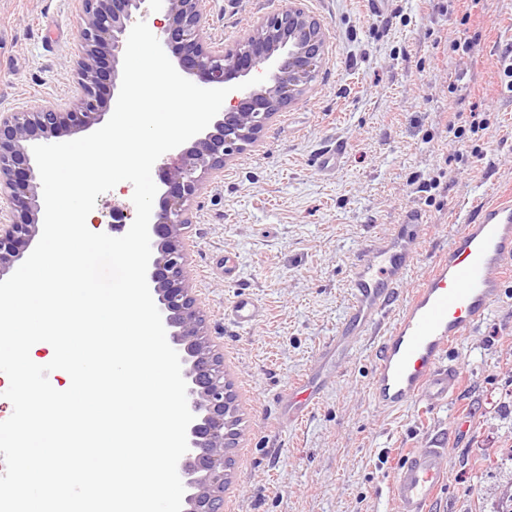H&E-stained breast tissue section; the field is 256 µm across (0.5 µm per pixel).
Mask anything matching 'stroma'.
Masks as SVG:
<instances>
[{
  "label": "stroma",
  "mask_w": 512,
  "mask_h": 512,
  "mask_svg": "<svg viewBox=\"0 0 512 512\" xmlns=\"http://www.w3.org/2000/svg\"><path fill=\"white\" fill-rule=\"evenodd\" d=\"M283 0H200L217 50L230 48ZM325 27L317 80L257 139L209 176L184 241L190 286L211 346L223 356L242 419L229 455L223 512H394L388 479L401 454L441 439L449 478L433 512L512 507V282L491 319L452 356L463 387L444 408H376L369 393L375 339L339 355L337 375L298 424L281 395L318 366L341 330L354 262L365 243L420 212L424 244L399 291L407 298L479 201L512 199V0H304ZM84 0H0V113L63 108L77 95ZM470 22H463L464 12ZM469 44L456 50L455 40ZM483 131L468 130L471 119ZM466 131L448 140V122ZM336 143V174L317 159ZM133 186L98 197L94 231L134 218ZM239 267L224 280V256ZM264 307L255 325L224 320L237 294Z\"/></svg>",
  "instance_id": "stroma-1"
}]
</instances>
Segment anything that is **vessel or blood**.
Masks as SVG:
<instances>
[{
	"mask_svg": "<svg viewBox=\"0 0 512 512\" xmlns=\"http://www.w3.org/2000/svg\"><path fill=\"white\" fill-rule=\"evenodd\" d=\"M422 242L421 215L407 213L394 231L371 240L351 272L341 336L349 341L377 335L370 395L387 411L413 403L437 409L461 387L462 375L448 352L453 342L491 318L512 278V200L486 204L462 225L422 284L397 305ZM261 315L260 304L246 294L224 309L225 319L240 327ZM325 384L322 377L293 382L282 397L286 422L303 419ZM448 470L443 449L406 453L388 483L395 512H431Z\"/></svg>",
	"mask_w": 512,
	"mask_h": 512,
	"instance_id": "obj_1",
	"label": "vessel or blood"
}]
</instances>
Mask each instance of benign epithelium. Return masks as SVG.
<instances>
[{
	"label": "benign epithelium",
	"instance_id": "obj_1",
	"mask_svg": "<svg viewBox=\"0 0 512 512\" xmlns=\"http://www.w3.org/2000/svg\"><path fill=\"white\" fill-rule=\"evenodd\" d=\"M143 0H85L77 60L80 94L65 109L43 107L0 113V196L9 211L0 217V280L26 256L42 233L41 179L29 147L51 144L101 122L105 92L116 84L127 21ZM288 0L264 16L234 46L222 52L206 41L199 0H161L165 22L159 41L197 84L218 89L275 69L264 82L228 94L230 107L185 146L159 159L162 184L149 222L151 258L147 283L158 297L163 325L181 360L188 407V451L177 470L187 489L182 512H221L228 472L226 450L236 430L233 395L224 382L222 357L208 345L189 288L183 240L191 226L190 206L205 178L264 130L271 117L299 99L317 79L325 59L323 24Z\"/></svg>",
	"mask_w": 512,
	"mask_h": 512
}]
</instances>
